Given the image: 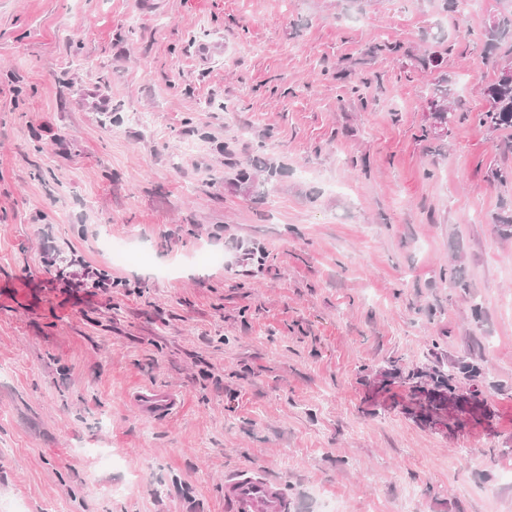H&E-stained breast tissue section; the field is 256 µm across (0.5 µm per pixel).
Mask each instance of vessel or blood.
Here are the masks:
<instances>
[{
	"mask_svg": "<svg viewBox=\"0 0 512 512\" xmlns=\"http://www.w3.org/2000/svg\"><path fill=\"white\" fill-rule=\"evenodd\" d=\"M128 399L142 417L169 416L182 406L178 392L158 386L141 387L130 393ZM224 505L227 512H288L281 483L257 468L239 469L225 477Z\"/></svg>",
	"mask_w": 512,
	"mask_h": 512,
	"instance_id": "vessel-or-blood-1",
	"label": "vessel or blood"
}]
</instances>
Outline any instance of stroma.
Returning <instances> with one entry per match:
<instances>
[{"instance_id":"35a3bbf8","label":"stroma","mask_w":512,"mask_h":512,"mask_svg":"<svg viewBox=\"0 0 512 512\" xmlns=\"http://www.w3.org/2000/svg\"><path fill=\"white\" fill-rule=\"evenodd\" d=\"M497 7L0 0V512H224L242 467L291 512H512ZM83 261L121 286L46 269ZM464 362L488 420L407 414L405 373ZM151 384L182 410L135 414ZM512 62L497 69L495 79L484 88L486 109L478 112V123L489 131L512 130V78L504 76ZM450 95L451 89L448 88V79L441 78L434 84L429 101L431 107L434 108L433 117L435 122L447 127L448 132L449 127L463 117L458 112H454V108L449 105Z\"/></svg>"}]
</instances>
